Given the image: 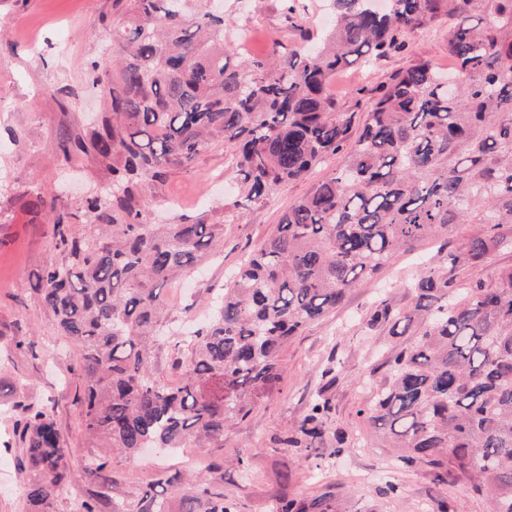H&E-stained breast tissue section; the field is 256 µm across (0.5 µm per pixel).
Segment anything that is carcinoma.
<instances>
[{
	"label": "carcinoma",
	"mask_w": 512,
	"mask_h": 512,
	"mask_svg": "<svg viewBox=\"0 0 512 512\" xmlns=\"http://www.w3.org/2000/svg\"><path fill=\"white\" fill-rule=\"evenodd\" d=\"M127 23L115 53L94 66L106 102L89 135L66 137L64 158L112 163V190L86 199L96 224L79 234L40 193L26 210L54 213L62 261L34 274L31 290L60 335L78 349L86 433L133 455L224 439L282 380L291 337L342 306L418 241L478 224L406 287L413 302L381 300L365 320L408 340L391 346L383 384L365 415L406 465L424 462L438 480L465 481L490 512H512V267L466 287L454 272L512 247V0H328L333 26L314 38L306 0H281L301 45L278 42L263 57L234 59L237 8L209 0H116ZM441 28L455 69L416 58L381 85L362 113L338 109L336 73L403 50L415 32ZM224 146L237 200L267 205L281 185L342 156L291 203L276 231L215 297L211 316L175 342L179 377L166 383L152 356L166 337L163 289L218 248L222 227L203 219L154 224L152 188ZM331 411L311 399L295 448L322 441ZM18 459L28 473V512H52L68 491L70 450L53 407H22ZM236 512L206 480L192 494L144 495L136 512Z\"/></svg>",
	"instance_id": "cac0c4a2"
}]
</instances>
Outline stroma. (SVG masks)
Masks as SVG:
<instances>
[{
  "label": "stroma",
  "instance_id": "stroma-1",
  "mask_svg": "<svg viewBox=\"0 0 512 512\" xmlns=\"http://www.w3.org/2000/svg\"><path fill=\"white\" fill-rule=\"evenodd\" d=\"M242 17L252 37L240 45L241 56L266 53L273 40L291 38L279 0H248ZM102 18L108 28L98 27ZM123 23L116 0H0V439L13 440L21 406L53 402L61 435L72 450L73 470L55 512H73L78 500L92 494L101 512H134L160 477L205 476L215 466L224 472L217 485L237 512H272L283 499L309 504L320 498L328 500L330 512H419L423 507L437 512L442 501L450 512H488L487 500L466 484L439 483L423 463L400 466L359 414L383 378L382 365L394 342L388 328L367 330L366 315L384 297L395 308L408 307L413 294L406 284L419 264L453 249L460 237L475 232L472 224L456 225L446 236L401 253L378 281L360 283L336 312L296 336L283 355L278 389L245 419L228 425L223 440L174 453L146 449L116 455L102 478L86 473V464L107 450L82 430L75 404L82 393L78 351L58 336L51 314L28 285L29 274L58 263L61 256L46 216L32 217L23 203L26 194L38 191L73 213L75 229L82 232L91 223L85 197L111 190L106 163L84 154L63 160L58 144L63 136L88 134L103 112L92 64L104 58L113 30ZM417 56L443 68L451 64L443 34L416 33L404 51L373 71L352 68L338 75L332 92L339 106L363 112L375 89ZM223 171L224 150L218 147L156 185L150 196L151 220L189 222L202 216L224 226L222 249L199 272L164 292L174 333L208 313L216 290L229 284L234 270L275 231L283 210L330 169L318 168L279 187L266 207L247 209L240 224L224 221L229 185L208 180ZM18 339L23 348L15 347ZM322 389L332 405L323 444H281ZM19 453L14 447L0 454V512H27L28 476L17 465Z\"/></svg>",
  "mask_w": 512,
  "mask_h": 512
}]
</instances>
